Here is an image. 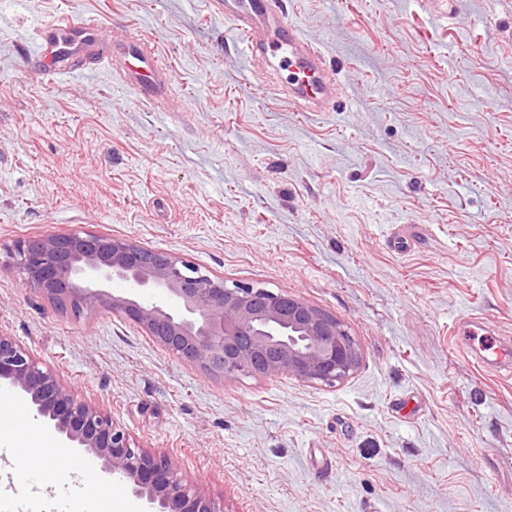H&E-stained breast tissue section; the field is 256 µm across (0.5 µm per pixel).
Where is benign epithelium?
<instances>
[{
    "label": "benign epithelium",
    "mask_w": 512,
    "mask_h": 512,
    "mask_svg": "<svg viewBox=\"0 0 512 512\" xmlns=\"http://www.w3.org/2000/svg\"><path fill=\"white\" fill-rule=\"evenodd\" d=\"M23 284L77 317L108 311L143 328L169 353L232 379L288 375L333 388L360 364L356 339L335 316L288 292L213 276L172 253L90 231L19 241ZM120 279L123 295L109 291ZM22 392L37 421L94 454L146 512H224L182 483L166 454L137 445L111 417L79 398L24 346L0 333V384Z\"/></svg>",
    "instance_id": "7a95c632"
}]
</instances>
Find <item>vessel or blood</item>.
<instances>
[{"instance_id": "1", "label": "vessel or blood", "mask_w": 512, "mask_h": 512, "mask_svg": "<svg viewBox=\"0 0 512 512\" xmlns=\"http://www.w3.org/2000/svg\"><path fill=\"white\" fill-rule=\"evenodd\" d=\"M224 15L234 22L246 57L265 56L278 62L292 98L311 103L316 112L335 100L336 89L326 76L322 52L287 21L278 0H224ZM100 41L98 24L64 16L41 31L30 59L49 76L61 69L71 54ZM112 52L123 58L125 81L141 99L155 104L164 97L171 75L155 55L145 51L142 41L125 42ZM35 425L32 414L15 399L0 398V431Z\"/></svg>"}]
</instances>
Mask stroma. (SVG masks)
I'll return each mask as SVG.
<instances>
[{
    "label": "stroma",
    "mask_w": 512,
    "mask_h": 512,
    "mask_svg": "<svg viewBox=\"0 0 512 512\" xmlns=\"http://www.w3.org/2000/svg\"><path fill=\"white\" fill-rule=\"evenodd\" d=\"M336 72L340 110L298 112L245 59L224 0H0V333L226 512H512V0H282ZM69 15L125 21L172 73L160 112L105 62L46 80L25 54ZM129 237L335 315L342 384L224 379L109 312L23 288L19 240ZM0 512H86L96 456L16 481Z\"/></svg>",
    "instance_id": "35a3bbf8"
}]
</instances>
